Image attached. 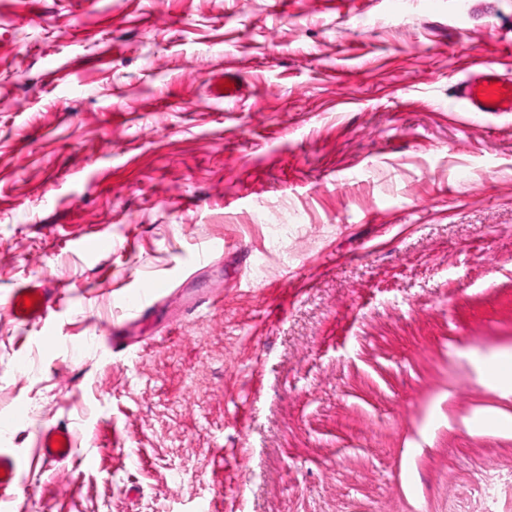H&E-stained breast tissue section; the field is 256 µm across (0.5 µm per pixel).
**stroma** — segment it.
I'll use <instances>...</instances> for the list:
<instances>
[{
    "mask_svg": "<svg viewBox=\"0 0 512 512\" xmlns=\"http://www.w3.org/2000/svg\"><path fill=\"white\" fill-rule=\"evenodd\" d=\"M478 55L512 75V0H0V294L59 292L51 340L0 312V512H512V115L451 108ZM225 83L232 84V88L225 87ZM210 94L218 101H236L242 96L239 78L234 72H225L224 76L214 77L210 83ZM54 444H59V448H54ZM38 447L45 463L53 465L66 461L74 448L67 424L58 423L42 429L38 434ZM24 470L23 459L10 448H0V473L4 476L0 478V497L3 498L6 493L14 489L17 480Z\"/></svg>",
    "mask_w": 512,
    "mask_h": 512,
    "instance_id": "35a3bbf8",
    "label": "stroma"
}]
</instances>
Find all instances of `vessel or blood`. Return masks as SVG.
<instances>
[{
    "mask_svg": "<svg viewBox=\"0 0 512 512\" xmlns=\"http://www.w3.org/2000/svg\"><path fill=\"white\" fill-rule=\"evenodd\" d=\"M468 78L462 81L454 95L462 111L473 115L512 112V78L500 73L495 62L477 59ZM210 94L218 101H235L242 95L236 73L228 72L212 79ZM33 297L32 305H25V297ZM0 307L6 308L22 326L42 325L56 308L55 292L41 281L18 284L0 298ZM74 446L67 424L60 423L42 429L38 447L45 463L53 465L68 459ZM24 470L20 456L9 448H0V497L14 489Z\"/></svg>",
    "mask_w": 512,
    "mask_h": 512,
    "instance_id": "obj_1",
    "label": "vessel or blood"
}]
</instances>
